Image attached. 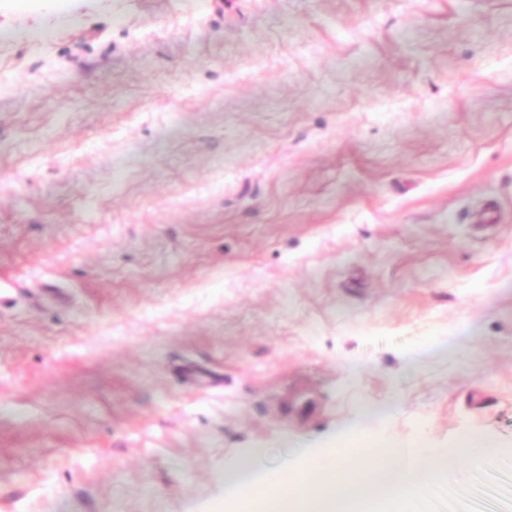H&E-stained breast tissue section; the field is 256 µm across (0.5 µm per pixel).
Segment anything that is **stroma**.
I'll use <instances>...</instances> for the list:
<instances>
[{
  "mask_svg": "<svg viewBox=\"0 0 512 512\" xmlns=\"http://www.w3.org/2000/svg\"><path fill=\"white\" fill-rule=\"evenodd\" d=\"M366 405L512 474V0H0V512H208Z\"/></svg>",
  "mask_w": 512,
  "mask_h": 512,
  "instance_id": "1",
  "label": "stroma"
}]
</instances>
